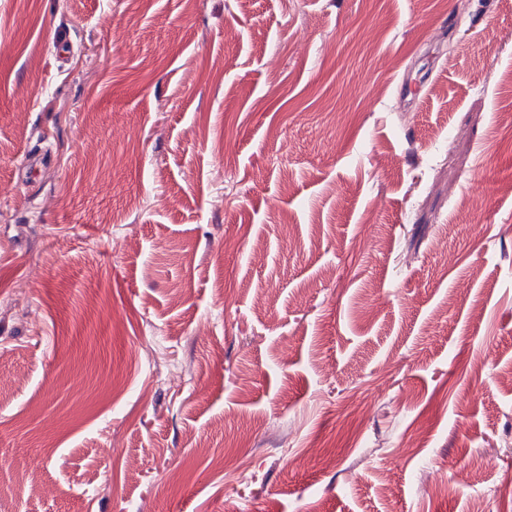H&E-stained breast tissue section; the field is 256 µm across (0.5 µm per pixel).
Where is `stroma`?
Listing matches in <instances>:
<instances>
[{
  "mask_svg": "<svg viewBox=\"0 0 512 512\" xmlns=\"http://www.w3.org/2000/svg\"><path fill=\"white\" fill-rule=\"evenodd\" d=\"M511 126L512 0H0V512H512Z\"/></svg>",
  "mask_w": 512,
  "mask_h": 512,
  "instance_id": "35a3bbf8",
  "label": "stroma"
}]
</instances>
